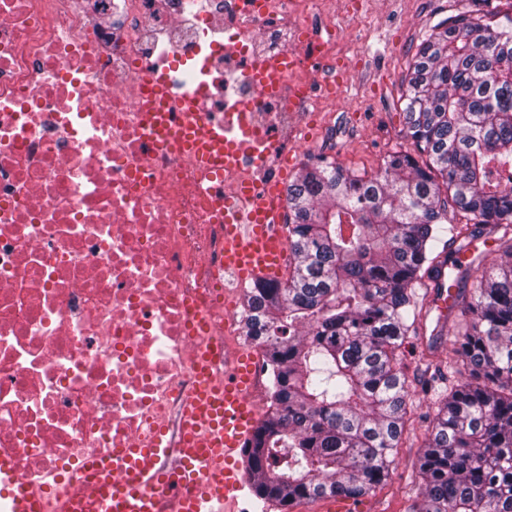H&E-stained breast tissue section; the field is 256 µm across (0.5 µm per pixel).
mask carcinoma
Returning a JSON list of instances; mask_svg holds the SVG:
<instances>
[{"label":"carcinoma","mask_w":512,"mask_h":512,"mask_svg":"<svg viewBox=\"0 0 512 512\" xmlns=\"http://www.w3.org/2000/svg\"><path fill=\"white\" fill-rule=\"evenodd\" d=\"M404 125L424 163L372 176L320 160L288 184V280L246 294L270 411L243 450L256 496L357 500L386 481L409 431L398 350L455 289L448 386L437 390L413 512H512V16L431 27L406 76ZM473 217L456 224L448 212ZM494 240L493 254L478 242Z\"/></svg>","instance_id":"1"}]
</instances>
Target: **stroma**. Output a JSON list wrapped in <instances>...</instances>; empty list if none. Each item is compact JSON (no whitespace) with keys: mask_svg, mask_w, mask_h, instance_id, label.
<instances>
[{"mask_svg":"<svg viewBox=\"0 0 512 512\" xmlns=\"http://www.w3.org/2000/svg\"><path fill=\"white\" fill-rule=\"evenodd\" d=\"M473 0H322L311 15L297 24L335 26L336 60L324 65L320 83L342 75L349 86L339 96L320 92L311 114L301 115L304 139L294 145L289 175H297L319 159L343 170L371 175L393 151L414 152L402 121L405 78L417 44L430 27L445 18L469 13ZM433 362L420 364V340L407 337L400 358L409 376L431 379L448 367V339L433 337ZM435 399L414 389V425L395 452V469L382 485L365 495L369 512H410L420 492L419 459L423 452L424 414L433 412Z\"/></svg>","mask_w":512,"mask_h":512,"instance_id":"35a3bbf8","label":"stroma"}]
</instances>
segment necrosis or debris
I'll list each match as a JSON object with an SVG mask.
<instances>
[{
    "mask_svg": "<svg viewBox=\"0 0 512 512\" xmlns=\"http://www.w3.org/2000/svg\"><path fill=\"white\" fill-rule=\"evenodd\" d=\"M314 0H0V450L41 490L85 491L84 460L122 448L174 455L184 401L209 363L223 379L242 351L238 289L224 266L229 219L288 173V124L319 92L335 33L279 32ZM294 56L275 88L261 62ZM173 96L208 90L239 168L213 175L149 150L140 76ZM254 187L251 197L238 193Z\"/></svg>",
    "mask_w": 512,
    "mask_h": 512,
    "instance_id": "1",
    "label": "necrosis or debris"
}]
</instances>
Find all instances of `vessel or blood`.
<instances>
[{"mask_svg": "<svg viewBox=\"0 0 512 512\" xmlns=\"http://www.w3.org/2000/svg\"><path fill=\"white\" fill-rule=\"evenodd\" d=\"M142 108L157 138L152 148H182L204 170L231 161L233 154L211 131L206 113L193 99L169 104L166 79H143ZM279 212L254 206L226 227L224 265L258 280L274 275L288 256ZM250 367L237 368L223 381L204 379L188 400L179 448L169 467H161L151 448H129L122 457L92 459L84 464L90 489L108 500L109 512H157L169 500L173 512H224V504L242 486L233 455L255 428V413L246 396ZM43 499L15 474L8 452L0 453V512H42Z\"/></svg>", "mask_w": 512, "mask_h": 512, "instance_id": "vessel-or-blood-1", "label": "vessel or blood"}]
</instances>
